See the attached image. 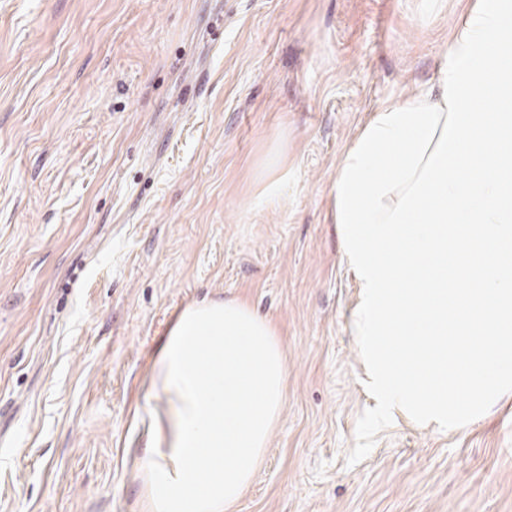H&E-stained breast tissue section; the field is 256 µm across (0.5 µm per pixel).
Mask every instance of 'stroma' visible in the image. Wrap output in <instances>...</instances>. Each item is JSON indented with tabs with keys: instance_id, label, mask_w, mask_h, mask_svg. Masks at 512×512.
Listing matches in <instances>:
<instances>
[{
	"instance_id": "35a3bbf8",
	"label": "stroma",
	"mask_w": 512,
	"mask_h": 512,
	"mask_svg": "<svg viewBox=\"0 0 512 512\" xmlns=\"http://www.w3.org/2000/svg\"><path fill=\"white\" fill-rule=\"evenodd\" d=\"M460 0H0V512H142L154 349L187 304L272 322L285 402L231 512H512V392L463 428L377 401L339 161L430 84ZM281 195L263 196L269 178ZM430 89V87H422L420 88L416 93L412 94V95H409V96H406V97H389L379 108H377L374 113L372 114L370 120L364 125V127L362 128V130L360 131L359 135L356 137V139L353 141L352 145L346 150V152L343 154L340 162H339V165H338V168H337V172H336V179L334 180L333 182V185H332V191H331V195L333 197V211H332V217H333V224H336V207H335V204L337 202V195H336V190L334 188L335 186V183H336V180L338 181L339 178L341 177V174H342V167L345 166V164L349 161V160H346V157L347 155L352 152V149L355 148V146L357 145L358 143V138H360V136H362L363 132L365 131V129L367 128L368 124L372 121L373 122V119L374 118H377V115H381V114H388L390 113V111H392L395 107H406V106H409V105H406V102H411L413 103L414 101V106H417V107H421L419 106L418 104H416V101L414 100L415 97L416 100H424L425 99V93L427 92V90ZM409 107H412V106H409ZM365 133V132H364ZM350 164L352 162H356L355 160H350L349 161ZM348 162V163H349Z\"/></svg>"
}]
</instances>
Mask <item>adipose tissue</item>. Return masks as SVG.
Returning a JSON list of instances; mask_svg holds the SVG:
<instances>
[{"instance_id": "adipose-tissue-1", "label": "adipose tissue", "mask_w": 512, "mask_h": 512, "mask_svg": "<svg viewBox=\"0 0 512 512\" xmlns=\"http://www.w3.org/2000/svg\"><path fill=\"white\" fill-rule=\"evenodd\" d=\"M287 375L275 330L247 303L204 299L180 310L149 378L143 512H229L261 463Z\"/></svg>"}]
</instances>
